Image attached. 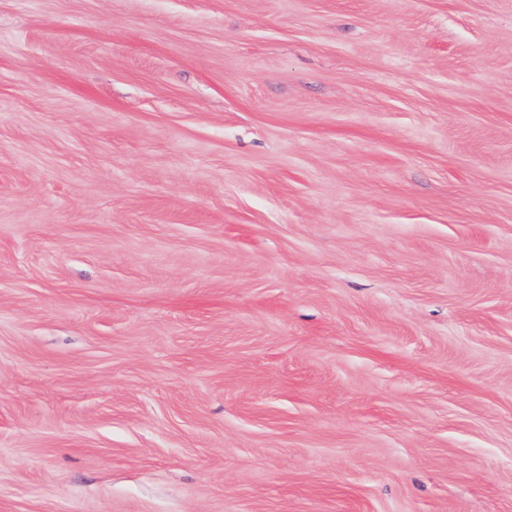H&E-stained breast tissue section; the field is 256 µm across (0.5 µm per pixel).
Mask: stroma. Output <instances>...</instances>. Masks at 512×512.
<instances>
[{
    "instance_id": "1",
    "label": "stroma",
    "mask_w": 512,
    "mask_h": 512,
    "mask_svg": "<svg viewBox=\"0 0 512 512\" xmlns=\"http://www.w3.org/2000/svg\"><path fill=\"white\" fill-rule=\"evenodd\" d=\"M0 512H512V0H0Z\"/></svg>"
}]
</instances>
